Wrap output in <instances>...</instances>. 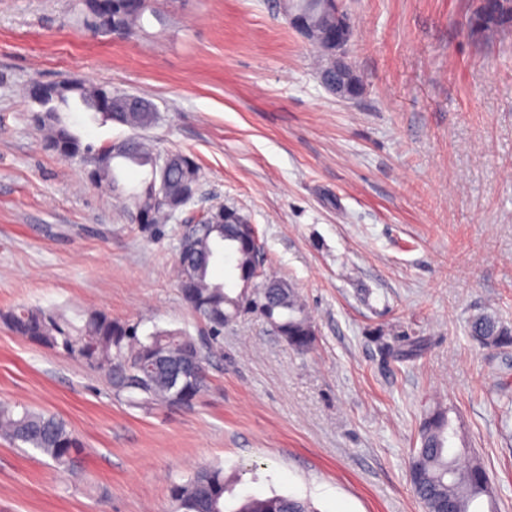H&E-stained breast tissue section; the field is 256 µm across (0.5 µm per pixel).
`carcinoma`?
Masks as SVG:
<instances>
[{"label": "carcinoma", "instance_id": "1", "mask_svg": "<svg viewBox=\"0 0 512 512\" xmlns=\"http://www.w3.org/2000/svg\"><path fill=\"white\" fill-rule=\"evenodd\" d=\"M295 8L309 10L320 19L323 30H329L332 19L325 13L324 0H296ZM149 10V0H81L80 22L94 34L112 32L132 38L144 31V16ZM49 89L55 95L53 106L33 115L34 122L45 131L48 149L64 159L96 151L95 166L88 172V179L114 191L119 190L114 160L149 168L141 188L128 194L133 218L144 229L167 223L174 205L197 195L201 168L191 156L174 153L164 167L160 164L161 155L136 138L95 150L60 120L58 106L67 107L77 101L93 112L92 119L132 129L150 126L156 113L146 107L111 108L120 92L105 85L59 81L51 83ZM246 223L248 218L237 209L222 206L212 209L206 220L187 228L191 252L177 263L176 278L183 300L209 328L206 339L200 340L184 330L158 327L141 334L140 323L115 319L104 310L79 314L78 325L61 314L36 307L1 314L0 321L31 343L81 360L99 373L119 398L131 393L128 377L132 376L138 380L137 402L168 406L181 402L189 407L207 387L210 358L222 348L224 327L254 304L262 306L263 318L293 350L306 353L316 343L313 321L288 281L264 271L260 283L270 289L249 297L233 291L232 282H217L211 277L212 267L220 262L226 249L233 254L236 277L248 276L255 270L256 255L260 254L257 240L250 234L238 233L239 225ZM469 333L484 345L512 344V332L489 316L473 318ZM195 358L200 359L203 373L174 388L172 375L176 367ZM0 435L46 457L64 472L74 471L83 453L79 437L60 417L26 408L17 412L5 403H0ZM455 436L444 409H435L421 423L420 447L414 449L410 481L425 512H445L450 503L456 512H474V504L488 496L489 482L482 463L461 461L459 452L450 446ZM226 490L224 468L203 465L171 487L172 512H313L307 501L282 495H246L229 509Z\"/></svg>", "mask_w": 512, "mask_h": 512}]
</instances>
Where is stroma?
<instances>
[{
	"instance_id": "obj_1",
	"label": "stroma",
	"mask_w": 512,
	"mask_h": 512,
	"mask_svg": "<svg viewBox=\"0 0 512 512\" xmlns=\"http://www.w3.org/2000/svg\"><path fill=\"white\" fill-rule=\"evenodd\" d=\"M78 5L0 0V314L103 308L143 334L205 335L177 288L178 231L224 204L317 341L301 355L242 316L193 406L144 407L0 323V402L58 414L84 444L76 484L0 439V512H171V485L204 464L223 465L230 503L424 512L409 464L436 407L488 474L477 512H512V345L469 334L479 315L512 330V24L477 25L480 0H340L364 85L341 101L282 0H152L129 40L84 31ZM37 80L148 100L145 137L196 159L198 196L143 230L88 180L92 155L46 147L25 94ZM62 116L95 147L132 134Z\"/></svg>"
}]
</instances>
